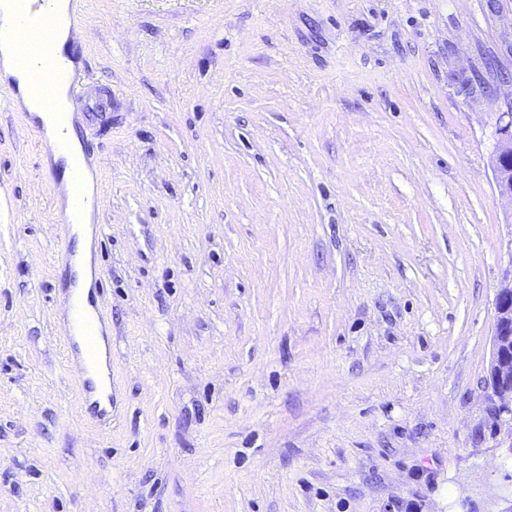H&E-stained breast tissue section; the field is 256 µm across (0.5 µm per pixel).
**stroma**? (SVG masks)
<instances>
[{"mask_svg": "<svg viewBox=\"0 0 512 512\" xmlns=\"http://www.w3.org/2000/svg\"><path fill=\"white\" fill-rule=\"evenodd\" d=\"M112 420L0 83V512H502L512 0H78ZM506 112H501L497 119L498 136L492 155L491 169L494 189L501 199L506 200L512 207V178L506 179L503 167L512 160V99L506 103ZM489 388L499 413L512 414V262L496 294ZM98 322L101 325L103 324L102 313H96V316L89 315L81 304H77L74 311L72 331L67 332L63 336L64 345L68 355L73 357V352H75L78 347L76 340H79L85 362L90 366L97 365L104 353L108 370L107 378L112 391V338L111 336H102L104 342L103 350V345L100 344L97 336Z\"/></svg>", "mask_w": 512, "mask_h": 512, "instance_id": "obj_1", "label": "stroma"}]
</instances>
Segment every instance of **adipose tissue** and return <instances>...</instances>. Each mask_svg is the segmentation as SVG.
Listing matches in <instances>:
<instances>
[{
  "label": "adipose tissue",
  "instance_id": "obj_1",
  "mask_svg": "<svg viewBox=\"0 0 512 512\" xmlns=\"http://www.w3.org/2000/svg\"><path fill=\"white\" fill-rule=\"evenodd\" d=\"M20 14L18 0H0V83H12L16 88L15 104L19 110L28 112L32 121L42 130V144L46 165L55 167L59 174L60 202L65 210H72L76 191L85 196H94L95 182L90 169L76 171L74 161L82 155V145L75 131L58 136L55 119L39 108L33 98L28 72L21 62L22 53L16 44L4 39V32L10 31ZM92 210H85L71 231L74 243L71 272L74 278L72 299L90 302L93 286L91 253Z\"/></svg>",
  "mask_w": 512,
  "mask_h": 512
}]
</instances>
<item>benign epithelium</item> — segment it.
Listing matches in <instances>:
<instances>
[{
	"label": "benign epithelium",
	"mask_w": 512,
	"mask_h": 512,
	"mask_svg": "<svg viewBox=\"0 0 512 512\" xmlns=\"http://www.w3.org/2000/svg\"><path fill=\"white\" fill-rule=\"evenodd\" d=\"M498 136L491 169L498 196L512 204V178L504 177V166L512 160V99L497 119ZM489 388L498 401V412L512 414V264L496 294Z\"/></svg>",
	"instance_id": "7a95c632"
}]
</instances>
